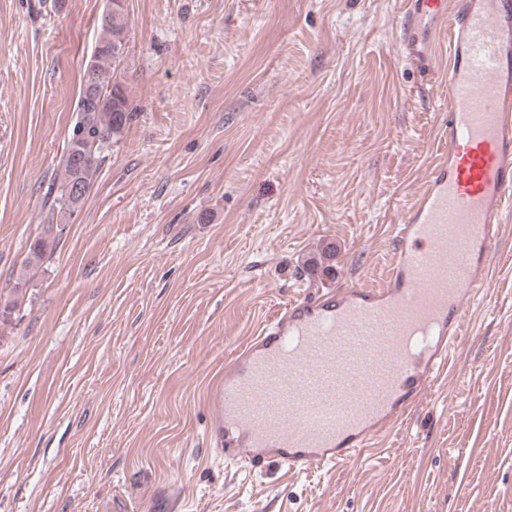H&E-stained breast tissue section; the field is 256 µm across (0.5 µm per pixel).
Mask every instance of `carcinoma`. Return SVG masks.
<instances>
[{"label": "carcinoma", "mask_w": 512, "mask_h": 512, "mask_svg": "<svg viewBox=\"0 0 512 512\" xmlns=\"http://www.w3.org/2000/svg\"><path fill=\"white\" fill-rule=\"evenodd\" d=\"M128 26L123 7L100 18V36L83 69L76 119L60 161L62 178L48 190L45 234L29 243L12 288L16 295L26 286L27 274L47 258L52 231L63 232L61 225L84 205L102 164L133 120L135 112L117 77Z\"/></svg>", "instance_id": "1"}]
</instances>
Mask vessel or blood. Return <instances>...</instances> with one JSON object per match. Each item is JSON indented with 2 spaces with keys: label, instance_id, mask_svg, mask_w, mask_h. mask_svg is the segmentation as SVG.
I'll list each match as a JSON object with an SVG mask.
<instances>
[{
  "label": "vessel or blood",
  "instance_id": "vessel-or-blood-1",
  "mask_svg": "<svg viewBox=\"0 0 512 512\" xmlns=\"http://www.w3.org/2000/svg\"><path fill=\"white\" fill-rule=\"evenodd\" d=\"M448 32V156L397 226L379 288L290 301L225 364L209 400L219 455L301 472L341 464L404 422L448 370L463 304L512 206V0H402Z\"/></svg>",
  "mask_w": 512,
  "mask_h": 512
}]
</instances>
